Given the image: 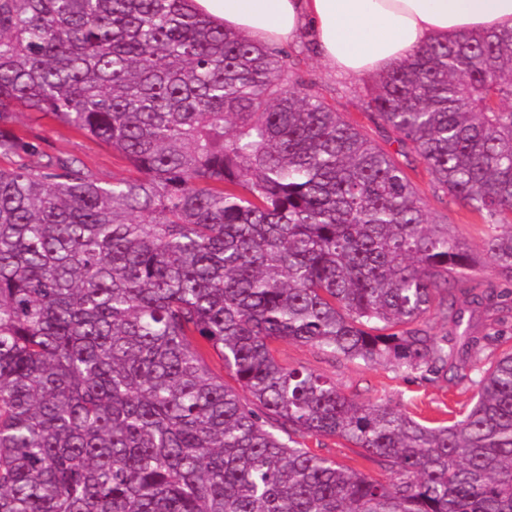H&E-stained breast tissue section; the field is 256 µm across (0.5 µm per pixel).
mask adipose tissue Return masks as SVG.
Masks as SVG:
<instances>
[{"mask_svg":"<svg viewBox=\"0 0 512 512\" xmlns=\"http://www.w3.org/2000/svg\"><path fill=\"white\" fill-rule=\"evenodd\" d=\"M226 30L272 47L307 39L313 55L351 76L378 75L421 48L512 30V0H195Z\"/></svg>","mask_w":512,"mask_h":512,"instance_id":"1","label":"adipose tissue"}]
</instances>
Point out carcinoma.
I'll use <instances>...</instances> for the list:
<instances>
[{
	"mask_svg": "<svg viewBox=\"0 0 512 512\" xmlns=\"http://www.w3.org/2000/svg\"><path fill=\"white\" fill-rule=\"evenodd\" d=\"M366 109L395 152L194 0H0V512H512V350L485 356L512 289L475 282L397 159L469 207L512 283V31L425 47ZM24 110L129 175L47 153ZM279 340L473 404L427 425L359 403ZM307 443L309 448H313L324 455L331 456L340 463L366 472L370 471L371 466L359 456V448H353L349 444L336 439H322V446H318L315 439H309Z\"/></svg>",
	"mask_w": 512,
	"mask_h": 512,
	"instance_id": "carcinoma-1",
	"label": "carcinoma"
}]
</instances>
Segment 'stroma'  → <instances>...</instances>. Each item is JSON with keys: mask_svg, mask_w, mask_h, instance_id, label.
Wrapping results in <instances>:
<instances>
[{"mask_svg": "<svg viewBox=\"0 0 512 512\" xmlns=\"http://www.w3.org/2000/svg\"><path fill=\"white\" fill-rule=\"evenodd\" d=\"M288 56L290 74L312 84L345 119L362 126L373 141L387 150H396L395 133L365 110L374 77H352L332 71L301 45L289 47ZM16 123L18 128L36 138L47 153L77 158L102 179L118 178L127 173L125 162L103 143L68 132L49 120L38 119L33 113L18 116ZM407 173L435 222L450 225L473 252H481L485 229L469 209L455 199H442L423 164L412 163ZM276 347L285 367L326 375L335 380L347 396L361 402H387L431 422L445 421L449 411L462 413L471 406V390L445 381L421 382L396 373L385 364L332 361L316 349L294 342L280 341Z\"/></svg>", "mask_w": 512, "mask_h": 512, "instance_id": "1", "label": "stroma"}]
</instances>
